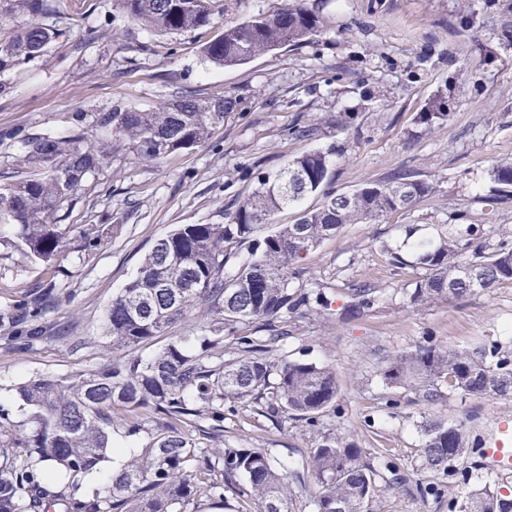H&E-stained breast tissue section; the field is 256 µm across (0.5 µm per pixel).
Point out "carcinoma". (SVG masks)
Returning <instances> with one entry per match:
<instances>
[{"mask_svg":"<svg viewBox=\"0 0 512 512\" xmlns=\"http://www.w3.org/2000/svg\"><path fill=\"white\" fill-rule=\"evenodd\" d=\"M0 26L21 15L30 20L0 40V73L41 54L57 37L62 19L58 0H0ZM214 0H119L122 10L145 30L174 34L207 26ZM317 15L300 2L241 23H226L203 48L218 65L244 64L258 55L308 40ZM233 102L180 96L151 111L100 112L109 128L147 159L205 144L224 124ZM66 136L30 133L22 140L11 180L0 184V246L31 261L50 264L73 238L79 252L105 241L98 224H65L86 178L112 157V143L85 132L82 113ZM494 181L512 188V162L493 168ZM258 186L224 224H182L157 240L138 274L112 298L103 330L112 356L104 363L65 377L39 375L5 387L0 395V512H187L205 500L226 503V493L251 506L241 512H294L291 485L310 496L312 512H370L378 491L377 470L363 461L361 448L335 433H322L293 467L268 448L224 445V419L239 407L276 425L305 422L315 431L335 407L336 376L329 367L271 354L288 340L279 323L320 314L330 306L320 289L295 285L298 263L346 224L379 221L412 208L432 186L409 175L358 190L324 192L331 163L323 152L294 159L275 174L257 177ZM321 205L299 213L292 224L262 234L273 216L313 194ZM480 228L468 224L409 248L425 270L407 293L415 309L459 300L512 282V247L487 252ZM248 256L232 270V255ZM479 273L476 283L466 275ZM72 289L49 281L34 297L0 309V329L18 350H31L42 338V320ZM199 308L206 326L196 336H171L154 355L139 349ZM385 384L411 389L433 401L438 386L468 396H512V359L495 344L459 350L427 343L384 359ZM155 418V427H146ZM142 432L148 442L110 479L87 492L88 476L113 451L112 433ZM422 466L462 484L460 468L468 450L461 427L441 419L420 423ZM448 501V512H512V498L486 484L472 489L463 509Z\"/></svg>","mask_w":512,"mask_h":512,"instance_id":"cac0c4a2","label":"carcinoma"}]
</instances>
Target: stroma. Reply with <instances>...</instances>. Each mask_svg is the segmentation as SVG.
I'll return each mask as SVG.
<instances>
[{
    "label": "stroma",
    "instance_id": "obj_1",
    "mask_svg": "<svg viewBox=\"0 0 512 512\" xmlns=\"http://www.w3.org/2000/svg\"><path fill=\"white\" fill-rule=\"evenodd\" d=\"M59 37L39 57L0 75V173L13 169L30 132L62 135L76 113L98 141V113L149 111L183 92L235 99L224 124L202 147L157 160L119 146L110 163L84 182L69 224H103L108 236L89 256L66 250L62 271L20 254H0V308L38 292L49 280L71 288L45 317L37 347L20 351L0 339V384L43 374L62 376L103 363V319L113 296L134 278L155 242L180 224H221L263 172L295 158L331 152L330 191L347 193L407 171L432 186L408 211L349 224L300 262L299 283L321 285L327 315L288 323L284 347L336 372L335 410L324 432L354 440L384 475L371 512H448L449 499L493 484L512 496V472L492 473L480 452L468 454L470 485L421 469L418 424L440 417L484 443L512 423V398L464 396L443 389L427 402L385 386L380 363L427 342L469 349L495 343L512 351V283L424 309L406 304L418 265L390 264L383 246L403 250L407 227L433 236L451 224H478L488 247H512V191H498L491 172L512 161V0H304L320 19L309 40L235 66L202 53L227 22L270 14L285 0H217L211 25L177 34L141 29L118 0H60ZM103 29L92 40L90 28ZM443 100L446 121L420 115ZM301 126L317 127L311 137ZM372 288L373 307L348 312L351 290ZM68 329L83 344L58 338ZM396 399L389 407L387 399ZM304 422L274 427L252 408L225 420L224 440L270 449L294 463L311 444ZM440 489L429 495L428 487Z\"/></svg>",
    "mask_w": 512,
    "mask_h": 512
}]
</instances>
